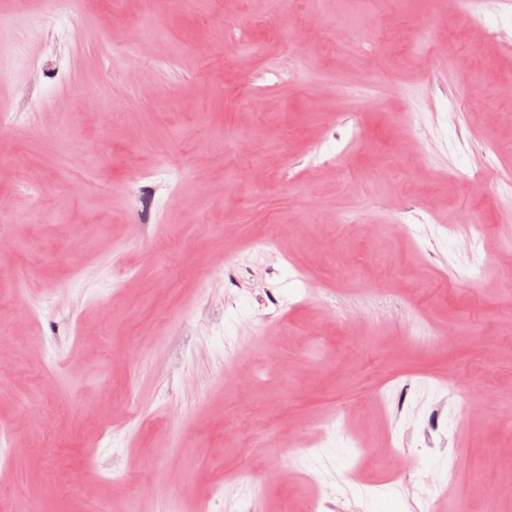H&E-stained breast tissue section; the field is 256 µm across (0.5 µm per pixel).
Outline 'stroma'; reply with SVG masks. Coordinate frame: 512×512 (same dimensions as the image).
<instances>
[{"instance_id":"obj_1","label":"stroma","mask_w":512,"mask_h":512,"mask_svg":"<svg viewBox=\"0 0 512 512\" xmlns=\"http://www.w3.org/2000/svg\"><path fill=\"white\" fill-rule=\"evenodd\" d=\"M101 7L111 30L65 0L68 28L36 37V0L0 6V508L512 512V254L468 250L459 222L508 233L512 123L480 112L512 110V53L483 40L512 13ZM215 25L243 66L200 43ZM418 27L455 57L432 61L444 87L397 54ZM487 144L498 178H467ZM135 168L155 173L136 194ZM28 169L33 194L17 189ZM262 235L277 244L254 253ZM329 289L402 304L340 323ZM414 314L455 336L412 345ZM394 444L402 469L453 481L379 474ZM300 448L306 463L283 461Z\"/></svg>"}]
</instances>
